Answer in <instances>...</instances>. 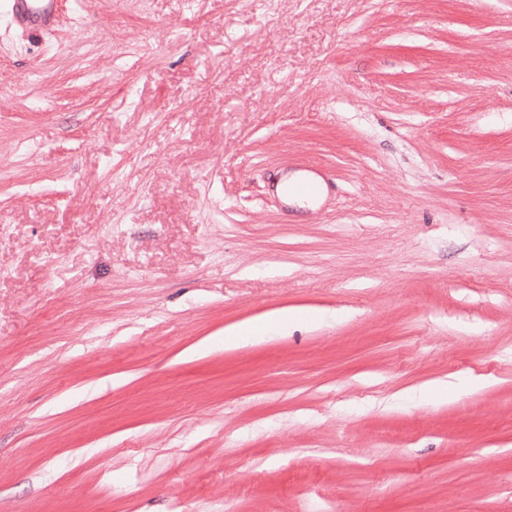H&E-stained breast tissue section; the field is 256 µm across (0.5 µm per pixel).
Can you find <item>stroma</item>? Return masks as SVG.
Returning <instances> with one entry per match:
<instances>
[{"label":"stroma","instance_id":"1","mask_svg":"<svg viewBox=\"0 0 512 512\" xmlns=\"http://www.w3.org/2000/svg\"><path fill=\"white\" fill-rule=\"evenodd\" d=\"M4 4L0 512H512V0ZM13 23L24 31L38 32L52 27L56 0H7Z\"/></svg>","mask_w":512,"mask_h":512}]
</instances>
